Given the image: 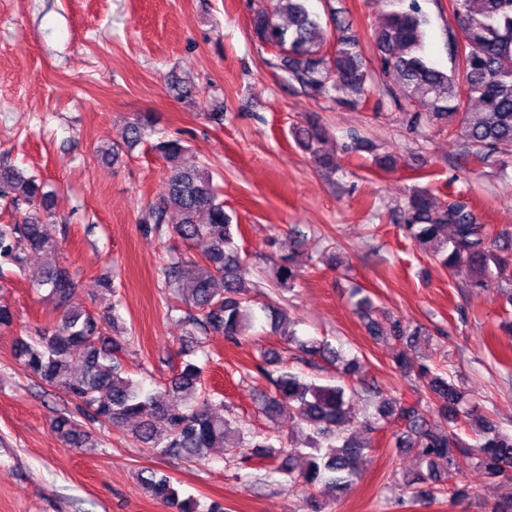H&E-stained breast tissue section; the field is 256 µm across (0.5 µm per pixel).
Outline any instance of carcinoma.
<instances>
[{"label": "carcinoma", "instance_id": "carcinoma-1", "mask_svg": "<svg viewBox=\"0 0 512 512\" xmlns=\"http://www.w3.org/2000/svg\"><path fill=\"white\" fill-rule=\"evenodd\" d=\"M391 9L375 31L377 68L395 81L402 93L399 108L426 102L429 111L411 113V122L428 125L446 123L464 139L468 154L489 166H505L512 156V0H451L463 38L448 31L451 67L437 68L424 52L426 18L418 0H386ZM335 30L327 42L322 18L309 7V0H273L272 8L253 9L250 20L256 38L276 49L277 67L290 84L313 98L339 94V102L357 107L367 100L370 69L359 51V38L346 18L328 13ZM298 145L321 168L336 170L333 155L319 144L325 130L307 120L292 128ZM166 163V190L150 210L156 232L171 225L172 233L184 244L206 243L201 259H186L163 267L168 298L182 300L193 310L187 323L193 329L212 330L237 342L247 337L256 320L252 270L241 259L234 242L240 227L224 210L217 185L204 165L185 166L186 151L178 137L152 146ZM0 202L12 222L0 224V284L6 280L4 267L23 265L29 252L55 257L59 241L53 220V197L45 183L5 164L0 165ZM400 227L415 243L429 247L436 261L454 274H465L470 287L484 289L504 278L506 254L512 238L490 242L489 232L470 205L456 198L441 205L426 187H416L398 214ZM451 230V237L443 236ZM191 288H183L184 278ZM300 273L291 258L275 261L273 279L277 286L291 289ZM47 292L46 299L60 311V320L39 331L30 340H19L17 354L29 371L44 385L76 401L89 420L123 426L137 422L136 431L147 447L163 456L200 461L212 448H256V455L273 463L272 472L290 486L307 492L310 512H321L310 492L321 482L344 491L359 472L367 446L355 440L347 416L354 384L361 381V364L355 357L342 361L335 384L317 385L279 367L281 356L260 353L258 370L268 383L260 394L259 409L269 419L281 413L306 425L305 445L312 449L307 466L295 472L292 460L300 448H277L268 437L247 436L241 427L224 419L214 407L224 406L203 386V368L185 361L164 391L150 393L124 370L121 355L125 341L112 335L114 317L109 311L93 313L75 303V285L67 268L51 264L35 284ZM369 333H389L398 343L422 336L421 328L410 329L399 319L384 328L373 317L367 297L356 303ZM274 330H283L284 340L305 354L327 363L339 360L337 351L325 340H301L283 315L263 307ZM417 380L428 394L441 424L427 420L424 407L405 406L368 387L374 395L373 419L363 423L376 430L381 420L397 417L405 429L397 434L394 447L415 448L426 470L406 479L416 496L435 500L454 499L465 493L455 467L454 449L467 444L460 432L470 431L477 447V463L486 475L508 476L512 469V434L502 431L489 417L467 405L465 394L453 373L438 366L422 365ZM166 424L165 438L157 437L154 422ZM52 429L65 447L92 448L90 434L66 416H57ZM327 452H321V448ZM141 485L172 512H199L192 498H179L171 478L158 471L139 474Z\"/></svg>", "mask_w": 512, "mask_h": 512}]
</instances>
